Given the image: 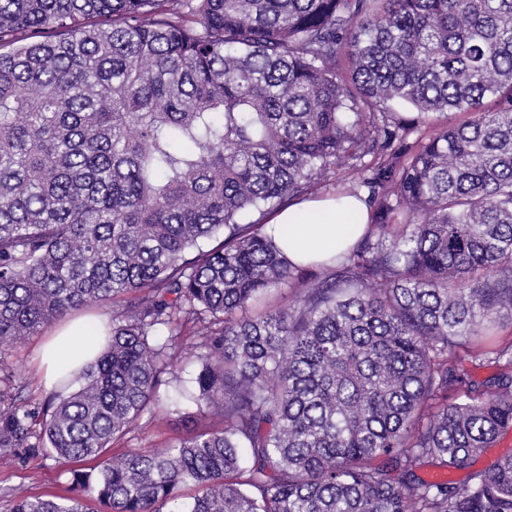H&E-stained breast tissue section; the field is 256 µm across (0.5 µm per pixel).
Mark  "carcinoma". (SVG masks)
Returning <instances> with one entry per match:
<instances>
[{"label":"carcinoma","instance_id":"carcinoma-1","mask_svg":"<svg viewBox=\"0 0 512 512\" xmlns=\"http://www.w3.org/2000/svg\"><path fill=\"white\" fill-rule=\"evenodd\" d=\"M346 169L371 230L307 275L264 221ZM92 304L80 388L0 410L78 493L8 512H512V374L458 367L512 310V0H0V343ZM189 330L220 427L110 453ZM459 354L462 359V365L470 370L471 379L474 381H482L499 373L500 370L504 368V364L506 362L505 358L500 360L499 363L484 361L483 365L476 367L471 365L472 358L468 355V352L465 349H461ZM510 453H512V430L502 434L493 447L486 448L483 454L477 459L474 468H485L499 457Z\"/></svg>","mask_w":512,"mask_h":512}]
</instances>
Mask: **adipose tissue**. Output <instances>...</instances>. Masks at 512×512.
I'll return each instance as SVG.
<instances>
[{
  "label": "adipose tissue",
  "instance_id": "ef3b65f1",
  "mask_svg": "<svg viewBox=\"0 0 512 512\" xmlns=\"http://www.w3.org/2000/svg\"><path fill=\"white\" fill-rule=\"evenodd\" d=\"M370 224L366 204L353 196L310 197L272 214L266 233L275 236L297 265L330 261L352 245ZM107 343L105 334L81 324L65 328L43 345L45 386L56 393L83 379V370Z\"/></svg>",
  "mask_w": 512,
  "mask_h": 512
}]
</instances>
